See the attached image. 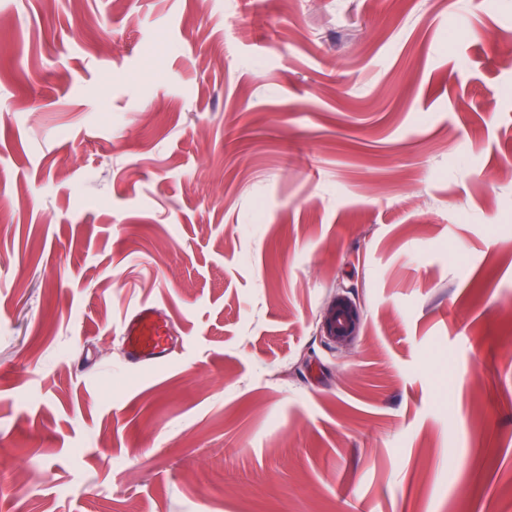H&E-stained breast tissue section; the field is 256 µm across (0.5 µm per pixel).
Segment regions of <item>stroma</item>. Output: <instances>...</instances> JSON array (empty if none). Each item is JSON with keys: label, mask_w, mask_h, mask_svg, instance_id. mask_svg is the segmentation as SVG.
Returning a JSON list of instances; mask_svg holds the SVG:
<instances>
[{"label": "stroma", "mask_w": 512, "mask_h": 512, "mask_svg": "<svg viewBox=\"0 0 512 512\" xmlns=\"http://www.w3.org/2000/svg\"><path fill=\"white\" fill-rule=\"evenodd\" d=\"M487 4L0 0V512H512ZM362 314L356 302L344 289L336 294L324 309L320 332L330 342L344 344L358 336ZM167 335L168 325L154 307L137 308L121 332L131 367L141 370L165 362Z\"/></svg>", "instance_id": "1"}]
</instances>
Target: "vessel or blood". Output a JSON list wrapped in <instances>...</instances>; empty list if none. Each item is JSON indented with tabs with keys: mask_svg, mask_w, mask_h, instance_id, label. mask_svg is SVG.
Segmentation results:
<instances>
[{
	"mask_svg": "<svg viewBox=\"0 0 512 512\" xmlns=\"http://www.w3.org/2000/svg\"><path fill=\"white\" fill-rule=\"evenodd\" d=\"M167 335L168 325L154 307L137 308L122 329L131 367L141 370L163 363Z\"/></svg>",
	"mask_w": 512,
	"mask_h": 512,
	"instance_id": "b4317fda",
	"label": "vessel or blood"
}]
</instances>
